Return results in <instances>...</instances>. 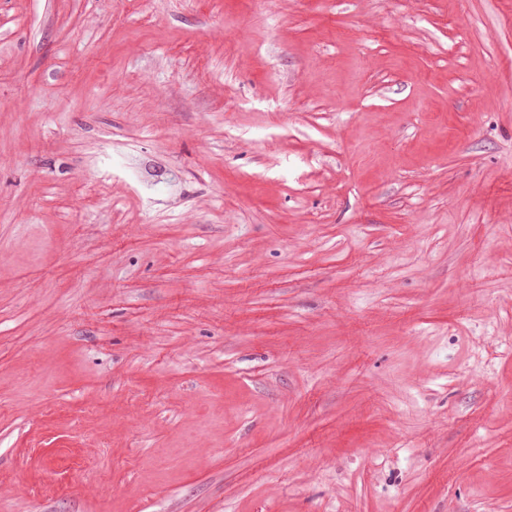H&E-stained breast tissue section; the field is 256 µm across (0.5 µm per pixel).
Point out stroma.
Wrapping results in <instances>:
<instances>
[{"instance_id":"obj_1","label":"stroma","mask_w":512,"mask_h":512,"mask_svg":"<svg viewBox=\"0 0 512 512\" xmlns=\"http://www.w3.org/2000/svg\"><path fill=\"white\" fill-rule=\"evenodd\" d=\"M0 512H512V0H0Z\"/></svg>"}]
</instances>
